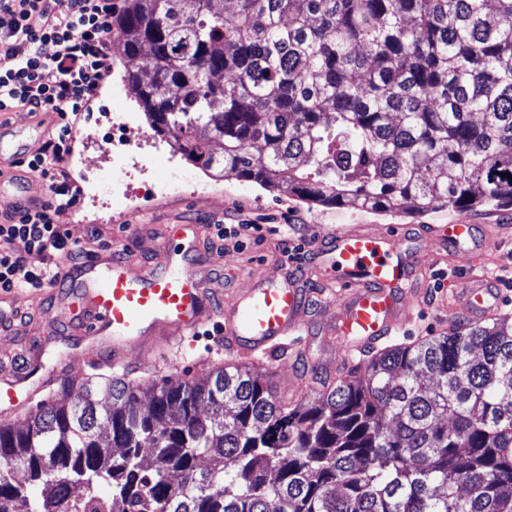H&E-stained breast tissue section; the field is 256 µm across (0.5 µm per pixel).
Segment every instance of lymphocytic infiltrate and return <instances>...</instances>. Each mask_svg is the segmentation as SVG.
<instances>
[{"instance_id": "f902f5d3", "label": "lymphocytic infiltrate", "mask_w": 512, "mask_h": 512, "mask_svg": "<svg viewBox=\"0 0 512 512\" xmlns=\"http://www.w3.org/2000/svg\"><path fill=\"white\" fill-rule=\"evenodd\" d=\"M116 10L115 0H0V109L58 118L56 133L27 161L47 186L46 200L0 213L1 292L47 287L59 275L53 257L84 252L57 217L80 200L67 167L69 129L112 68Z\"/></svg>"}]
</instances>
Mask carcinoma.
Segmentation results:
<instances>
[{
    "label": "carcinoma",
    "instance_id": "1",
    "mask_svg": "<svg viewBox=\"0 0 512 512\" xmlns=\"http://www.w3.org/2000/svg\"><path fill=\"white\" fill-rule=\"evenodd\" d=\"M112 27L120 55L148 48L127 82L151 128L218 177L346 209L512 205V0H123ZM61 393L0 424L24 472L0 467V512H512L508 317L380 349L303 407L233 361Z\"/></svg>",
    "mask_w": 512,
    "mask_h": 512
}]
</instances>
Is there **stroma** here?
Instances as JSON below:
<instances>
[{"label": "stroma", "instance_id": "obj_1", "mask_svg": "<svg viewBox=\"0 0 512 512\" xmlns=\"http://www.w3.org/2000/svg\"><path fill=\"white\" fill-rule=\"evenodd\" d=\"M127 61L120 55H113L110 76L101 83L78 127L82 137L74 138L73 150L80 156L81 168L74 172L77 182H85L88 174H108L112 163L103 149L88 144L86 134H103L107 125L106 112L113 108L112 85L125 80ZM166 156L156 160L152 176L163 182L171 177L170 162H177L184 173L196 184L205 186L206 194H184L171 201H140L137 209L126 211L117 221L106 224L98 222L97 210L90 203L81 201L58 217L65 224L72 237L85 242L93 252L106 248L111 243L125 245L129 254L134 255L137 264L149 262L157 244L167 228L174 224L190 221L203 229V249L198 257L205 274L222 279L223 288L233 294L250 288L251 278L266 274L276 278L281 273V259L284 248L292 246L299 237L309 244H317L328 230L350 224L381 225L391 230L416 232L417 229L432 225L446 224L459 216L471 218L476 225L477 238H485L487 232H494L496 244L486 251H473L461 255L459 268L449 271L444 286L439 291H427L415 306V321L408 326L403 340L412 342L421 338L438 335L448 328V319L440 312L444 300L450 299L453 289L461 277V267L477 263L485 267L489 276L497 282L501 291V314L512 316V207H479L459 212L448 208L434 207L421 214L402 212L378 213L370 210H347L331 206L310 205L302 202L288 191H269L259 185L237 180L229 176L214 177L187 160L168 136H160ZM226 224H264L269 228L264 239L257 244H248L236 249L220 247L213 241L212 226ZM62 298L46 293L40 302H32L26 295H19L15 303H1L0 314L12 318L19 314L25 322L18 328L0 327V381L9 380L17 370L19 361L29 363L33 380L54 373L62 357L76 347L77 342L65 328L55 320ZM336 352L328 345L324 336H306L302 339L301 351L289 350L275 358L272 381L275 389H282L288 380L303 382L305 389L299 399L313 400L320 391L315 367H327ZM226 359L221 336L201 334L193 338L190 345L169 365L151 370H138L136 356H129L128 363L136 367L137 379L145 385L165 378L203 379L212 368L222 365Z\"/></svg>", "mask_w": 512, "mask_h": 512}]
</instances>
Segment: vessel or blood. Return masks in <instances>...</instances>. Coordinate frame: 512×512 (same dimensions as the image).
Here are the masks:
<instances>
[{
    "mask_svg": "<svg viewBox=\"0 0 512 512\" xmlns=\"http://www.w3.org/2000/svg\"><path fill=\"white\" fill-rule=\"evenodd\" d=\"M25 160L21 151L0 143V208L19 202L15 189ZM194 225H175L174 236L189 237L190 258L176 260L170 241H163L144 271H135L118 248L61 271L51 291L67 289L56 320L78 342L76 356L85 366L125 368L129 348H139L144 366L169 360L175 347L209 322L218 323L230 353L255 364L270 361L274 352L294 348L308 324L303 278L314 277L336 291L339 309L326 331L345 357L365 354L398 336L413 318V304L431 272L406 241L388 228L353 224L334 229L317 262L304 274L278 279L253 276L251 288L220 301V292L199 275ZM428 239L437 241L449 260L467 251L474 232L469 219L432 226ZM493 283L479 266L465 270L448 304L469 322L497 314ZM50 385L31 384L28 371L0 383V407L14 413L30 408Z\"/></svg>",
    "mask_w": 512,
    "mask_h": 512,
    "instance_id": "obj_1",
    "label": "vessel or blood"
}]
</instances>
